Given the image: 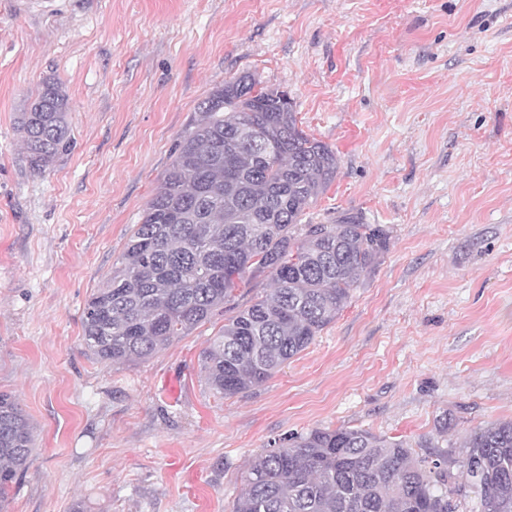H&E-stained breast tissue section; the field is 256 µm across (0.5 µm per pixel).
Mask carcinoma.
Here are the masks:
<instances>
[{
  "label": "carcinoma",
  "mask_w": 512,
  "mask_h": 512,
  "mask_svg": "<svg viewBox=\"0 0 512 512\" xmlns=\"http://www.w3.org/2000/svg\"><path fill=\"white\" fill-rule=\"evenodd\" d=\"M286 91L241 76L201 103L178 135L170 167L131 227L105 285L89 297V354L113 365L144 361L262 274L272 292L227 319L200 355L210 389L235 396L309 347L387 252L390 230L344 212L304 224L336 177L339 157L299 128ZM62 86L48 78L18 118L32 170L74 149ZM35 448L29 418L0 392V502ZM462 481L439 459L413 457L404 440L367 429H311L254 458L232 512H448L462 487L479 512H512V420L474 432Z\"/></svg>",
  "instance_id": "obj_1"
}]
</instances>
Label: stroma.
Instances as JSON below:
<instances>
[{
  "label": "stroma",
  "mask_w": 512,
  "mask_h": 512,
  "mask_svg": "<svg viewBox=\"0 0 512 512\" xmlns=\"http://www.w3.org/2000/svg\"><path fill=\"white\" fill-rule=\"evenodd\" d=\"M241 75L340 157L304 223L392 238L306 350L223 398L198 356L267 276L131 365L91 358L81 316L199 103ZM49 76L76 147L38 173L16 117ZM0 391L36 439L0 512H231L249 462L313 428L459 475L465 440L512 419V0H0Z\"/></svg>",
  "instance_id": "stroma-1"
}]
</instances>
